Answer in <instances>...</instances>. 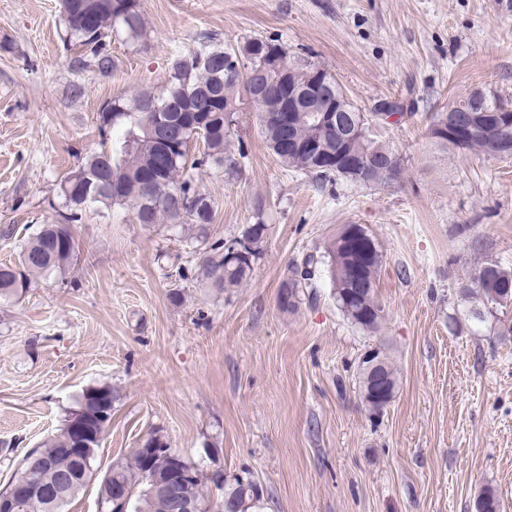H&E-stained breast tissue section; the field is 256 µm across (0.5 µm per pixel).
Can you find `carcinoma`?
Masks as SVG:
<instances>
[{
    "mask_svg": "<svg viewBox=\"0 0 512 512\" xmlns=\"http://www.w3.org/2000/svg\"><path fill=\"white\" fill-rule=\"evenodd\" d=\"M61 13L67 45L76 49L74 63L83 70L92 68L106 73L112 69L108 38L114 31L123 30L131 40L143 31L138 0H62ZM204 39L206 46L202 50L181 54L173 60L160 91L142 90L130 97L119 93L104 104L101 118L112 132V147L88 155L83 165L65 179L58 220L41 225L23 241L17 263L0 265V301L21 297L37 276L49 277L72 267L78 253L72 224L80 221L83 210L91 205L120 206L131 212L135 223L149 228L188 225L193 230L186 238L188 244L206 241L214 221L211 196L199 189L187 170L217 167L224 169L228 176L238 174L237 159L226 151L225 145L237 126L242 99L248 98L253 85L265 88L263 99L254 106L269 148L281 163L310 176L317 188H326L336 178L364 187H390L403 179L400 155L370 136L344 143L336 138V131L322 128L309 112L296 113L291 128L283 129L282 75L269 68L274 57L288 63V49L283 44L276 40L249 39L237 49L228 50L211 35ZM199 98L207 114L204 134H194L190 128L183 131L179 151L168 163H159L152 135L157 116L176 122L181 118L183 105ZM392 115L391 105L386 112L375 107L369 112L350 113L367 130L374 124L387 122ZM455 118L454 112L432 114V135L445 146L494 158L512 144V125L495 122L476 127L463 142L437 135L438 127H449ZM312 140L321 142L323 153L331 157L345 146L355 151L362 157L358 172L347 175L324 168L317 156L305 150ZM354 227L360 229L362 225L342 226L325 246L324 254L306 257L300 277L283 280L279 304L285 311L296 309L303 289L312 287L316 267L322 266L336 308L351 325L376 334L385 320L377 294L383 253L358 264L356 255L348 248L350 229ZM268 233L269 225L258 217L238 235L210 244L204 252L200 274L220 290L242 286L251 279L255 265L264 254ZM460 292L472 306L471 317L483 322L486 316L512 307V270L495 261H486L466 275ZM371 360L382 364L381 375L386 380L389 398H394L400 384L398 372L380 349L371 350ZM99 395L111 403L116 400L110 384L84 389L57 433L23 458L15 476L28 475L31 489L18 512H65L64 507L96 476L93 462L108 428L97 416L94 397ZM75 416L84 417L90 430L82 453L70 451L67 425ZM142 442L146 448L168 450L177 464L191 473V478L176 488L175 495L183 502L196 504L199 512H211L210 484L224 491V506L230 512L266 509L264 491L254 481L241 476L228 479L219 469L211 471L187 460L171 449L166 437L157 431L150 432ZM116 480L135 491L142 512H172L167 499L144 497L146 475L139 452L113 461L101 477V501L108 512L111 507L104 495L109 483ZM500 508L499 498L489 488L475 501L476 512H500Z\"/></svg>",
    "mask_w": 512,
    "mask_h": 512,
    "instance_id": "1",
    "label": "carcinoma"
}]
</instances>
